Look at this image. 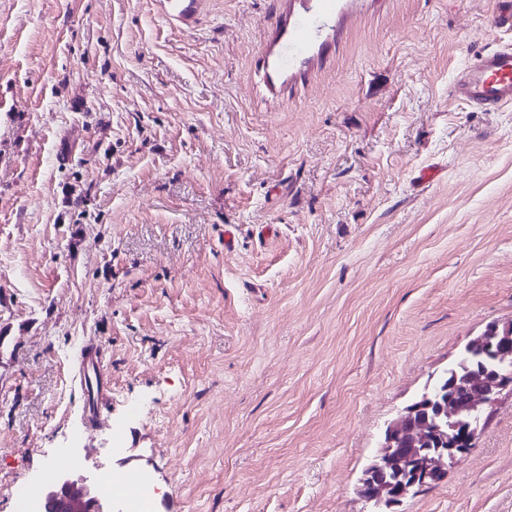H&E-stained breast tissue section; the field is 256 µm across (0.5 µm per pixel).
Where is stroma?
<instances>
[{"label": "stroma", "instance_id": "stroma-1", "mask_svg": "<svg viewBox=\"0 0 512 512\" xmlns=\"http://www.w3.org/2000/svg\"><path fill=\"white\" fill-rule=\"evenodd\" d=\"M493 2L338 0L285 67L309 0H0V512L76 454L152 512H373L387 425L512 322V105L449 93ZM396 512H512V397ZM199 0H163L162 7L165 17L173 22L191 23L195 17L196 5ZM80 385L88 401L87 427L96 430L102 424L103 409L110 402L112 394L110 374L100 347L91 348L84 356Z\"/></svg>", "mask_w": 512, "mask_h": 512}]
</instances>
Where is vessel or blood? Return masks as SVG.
Instances as JSON below:
<instances>
[{
  "label": "vessel or blood",
  "instance_id": "b4317fda",
  "mask_svg": "<svg viewBox=\"0 0 512 512\" xmlns=\"http://www.w3.org/2000/svg\"><path fill=\"white\" fill-rule=\"evenodd\" d=\"M197 3L198 0H162V7L169 21L188 24L195 17ZM327 3L328 0H315L308 16L289 29V54H296L308 45L320 19L327 13ZM450 94L485 112L512 104V45L501 44L477 55L460 71ZM80 385L88 401L87 426L97 429L102 424L103 410L112 394L110 374L100 348H92L85 355Z\"/></svg>",
  "mask_w": 512,
  "mask_h": 512
}]
</instances>
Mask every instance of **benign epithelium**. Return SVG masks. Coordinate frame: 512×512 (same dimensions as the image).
<instances>
[{"label": "benign epithelium", "instance_id": "7a95c632", "mask_svg": "<svg viewBox=\"0 0 512 512\" xmlns=\"http://www.w3.org/2000/svg\"><path fill=\"white\" fill-rule=\"evenodd\" d=\"M448 370V383L423 393L385 429L382 451L368 467L358 493L377 505L393 506L411 490L444 477L464 460L482 433L490 410L512 395V324L489 326L469 342ZM77 482L60 472L44 505L67 495Z\"/></svg>", "mask_w": 512, "mask_h": 512}]
</instances>
